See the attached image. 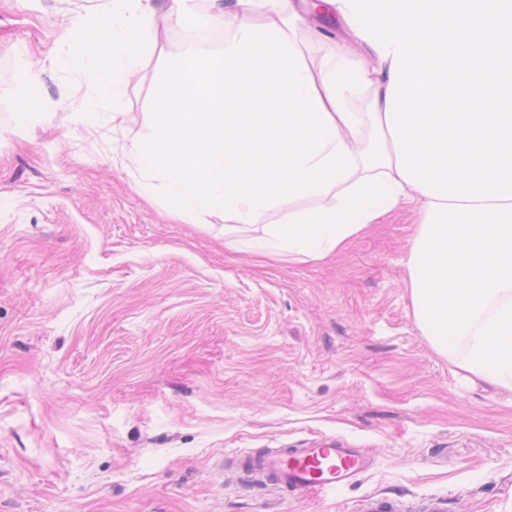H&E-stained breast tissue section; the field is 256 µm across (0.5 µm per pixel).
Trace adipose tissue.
Returning a JSON list of instances; mask_svg holds the SVG:
<instances>
[{"instance_id":"ef3b65f1","label":"adipose tissue","mask_w":512,"mask_h":512,"mask_svg":"<svg viewBox=\"0 0 512 512\" xmlns=\"http://www.w3.org/2000/svg\"><path fill=\"white\" fill-rule=\"evenodd\" d=\"M352 41L304 53L294 0H222L204 19L224 41L204 49L187 24L134 144L139 168L169 173L171 206L266 225L306 262L370 228L379 211L421 213L407 254L417 324L471 377L512 391V0H323ZM153 0H106L107 46L71 47L80 75L119 99L147 49ZM364 98L369 111L357 112ZM385 139L360 146L370 129ZM317 207L295 210L296 201Z\"/></svg>"}]
</instances>
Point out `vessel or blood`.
Masks as SVG:
<instances>
[{"label": "vessel or blood", "mask_w": 512, "mask_h": 512, "mask_svg": "<svg viewBox=\"0 0 512 512\" xmlns=\"http://www.w3.org/2000/svg\"><path fill=\"white\" fill-rule=\"evenodd\" d=\"M220 474L249 480L284 496H323L353 487L374 465V455L340 437L317 436L295 447L256 448L216 458ZM356 512H406L382 493L365 494Z\"/></svg>", "instance_id": "1"}]
</instances>
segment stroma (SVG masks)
Here are the masks:
<instances>
[{
    "label": "stroma",
    "mask_w": 512,
    "mask_h": 512,
    "mask_svg": "<svg viewBox=\"0 0 512 512\" xmlns=\"http://www.w3.org/2000/svg\"><path fill=\"white\" fill-rule=\"evenodd\" d=\"M103 2L0 0V512H353L372 491L512 512V392L422 335L417 211L305 263L262 224L172 212L133 146L186 17L161 4L116 127L61 50L101 39ZM321 435L373 470L306 498L213 467Z\"/></svg>",
    "instance_id": "stroma-1"
}]
</instances>
